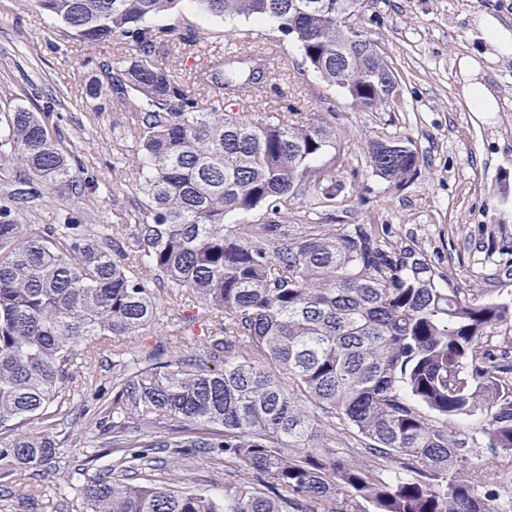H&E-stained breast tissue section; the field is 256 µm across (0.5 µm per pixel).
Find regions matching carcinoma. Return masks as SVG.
<instances>
[{
    "instance_id": "obj_1",
    "label": "carcinoma",
    "mask_w": 512,
    "mask_h": 512,
    "mask_svg": "<svg viewBox=\"0 0 512 512\" xmlns=\"http://www.w3.org/2000/svg\"><path fill=\"white\" fill-rule=\"evenodd\" d=\"M182 2L37 0L78 40L131 47L99 64L87 95L130 113L140 156L126 177L135 208L110 234L69 205L45 223L44 191L79 198L102 183L51 134L55 93L34 85L42 111L0 115V507L13 484L52 507L29 472L65 438L83 456L66 476L79 512H499L485 470L512 465V345L490 338L512 325V301L451 283L384 224H311L288 240L276 223L229 231L230 213L283 216L295 197L332 207L347 185L336 158L321 161L336 142L323 119L233 110L256 100L265 56L208 65L204 98L164 66L173 38L154 19ZM191 2L275 22L358 110L401 107L378 46L339 24L364 0ZM390 145L371 139L367 163L399 186L419 155ZM156 283L199 313L162 328ZM194 325L200 356L174 345ZM151 330L161 340L147 346ZM106 356L98 430L63 429L75 372ZM201 454L224 464V486L171 481ZM146 469L158 479L142 480Z\"/></svg>"
}]
</instances>
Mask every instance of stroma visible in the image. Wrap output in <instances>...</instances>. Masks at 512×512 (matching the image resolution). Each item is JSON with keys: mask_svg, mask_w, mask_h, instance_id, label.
Instances as JSON below:
<instances>
[{"mask_svg": "<svg viewBox=\"0 0 512 512\" xmlns=\"http://www.w3.org/2000/svg\"><path fill=\"white\" fill-rule=\"evenodd\" d=\"M487 22L512 32V0H372L362 13L363 30L399 76L404 103L399 112H362L304 67L298 46L274 23L212 17L192 0L156 20L178 35L189 27L204 34L203 42L176 44L164 60L184 74L216 53H265L272 72L250 117L318 114L334 127L340 172L355 193L326 212L291 200L279 221L286 237L310 224L346 229L376 213L393 242L424 252L455 285L490 300H512V53L486 39ZM129 55L124 45L77 40L62 23L40 15L34 0H0V110L29 103L35 82L61 95L55 109L61 145L75 150L104 184L74 201L95 224L122 223L129 211L123 170L138 143L115 129L124 112L108 103L95 106L85 91L99 61ZM473 84L490 93L495 111L474 110L467 93ZM374 136L407 138L417 148L418 174L401 189L369 167ZM111 379L108 362L78 374L82 395L70 406L76 430L94 427L95 389Z\"/></svg>", "mask_w": 512, "mask_h": 512, "instance_id": "1", "label": "stroma"}]
</instances>
